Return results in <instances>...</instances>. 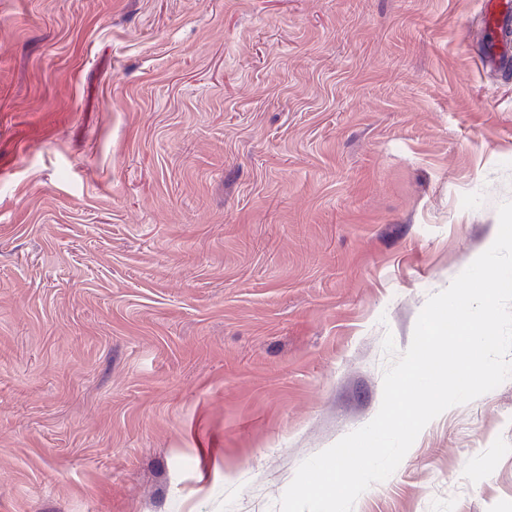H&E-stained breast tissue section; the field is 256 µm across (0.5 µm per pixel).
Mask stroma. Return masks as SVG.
Segmentation results:
<instances>
[{
    "mask_svg": "<svg viewBox=\"0 0 512 512\" xmlns=\"http://www.w3.org/2000/svg\"><path fill=\"white\" fill-rule=\"evenodd\" d=\"M480 0H0V512H279L512 201ZM353 512H512V378Z\"/></svg>",
    "mask_w": 512,
    "mask_h": 512,
    "instance_id": "stroma-1",
    "label": "stroma"
}]
</instances>
